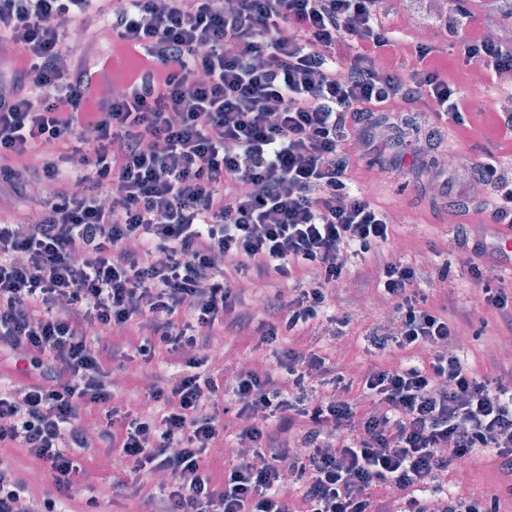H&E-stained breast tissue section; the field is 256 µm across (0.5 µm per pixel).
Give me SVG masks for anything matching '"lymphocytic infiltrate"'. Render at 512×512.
<instances>
[{
    "mask_svg": "<svg viewBox=\"0 0 512 512\" xmlns=\"http://www.w3.org/2000/svg\"><path fill=\"white\" fill-rule=\"evenodd\" d=\"M107 22L112 52H136L130 76L98 51L90 17ZM501 17L471 23L452 10L458 43L497 94L512 40L489 38ZM82 30L77 51L69 30ZM0 185L37 194L36 221L0 217V444L24 449L54 496L31 498L0 461V512H56L90 478L100 454L125 464L116 496L144 512H501L512 497V363L477 377L454 347L451 293L428 305L419 267L386 252L394 217L353 186L361 165L415 176L419 154L443 138L493 143L477 162L487 194L445 206L471 249L440 282L478 288L483 308L512 332V290L471 242L468 220L512 223V113L473 111V97L435 41L397 55L381 0H0ZM422 103L447 135L410 140L392 117ZM276 277L260 343L275 366L236 367L232 384L212 354L217 330L249 333L248 274ZM345 279L373 283L398 316L376 329L393 364L346 381L319 344ZM136 332L124 349L97 326ZM181 369L152 384L156 413L113 406L115 359ZM428 352L416 361L417 352ZM238 425L225 424V393ZM107 421L98 442L85 420ZM243 443L223 467L216 443ZM495 452L502 484L488 496L422 495L479 449Z\"/></svg>",
    "mask_w": 512,
    "mask_h": 512,
    "instance_id": "f902f5d3",
    "label": "lymphocytic infiltrate"
}]
</instances>
